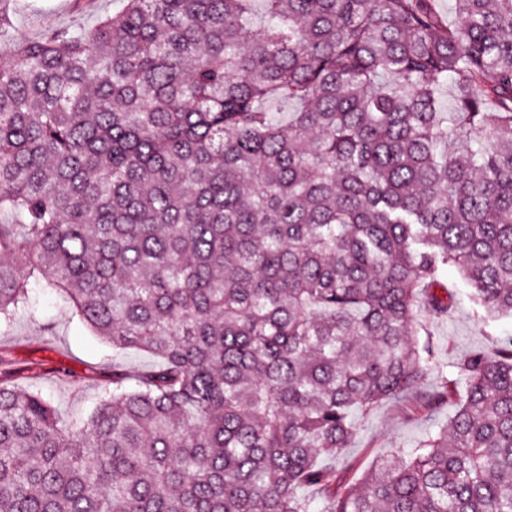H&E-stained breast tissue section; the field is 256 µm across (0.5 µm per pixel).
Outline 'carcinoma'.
Instances as JSON below:
<instances>
[{
  "instance_id": "carcinoma-1",
  "label": "carcinoma",
  "mask_w": 512,
  "mask_h": 512,
  "mask_svg": "<svg viewBox=\"0 0 512 512\" xmlns=\"http://www.w3.org/2000/svg\"><path fill=\"white\" fill-rule=\"evenodd\" d=\"M117 2L0 62V330L36 274L159 364L79 424L0 364V512H512V341L427 390L419 319L512 317V0ZM454 410L453 405H448L431 416L412 419L405 415L399 403H383L361 420L355 443L347 449L337 468L350 478H358L380 455L396 448H413L429 432L446 427Z\"/></svg>"
}]
</instances>
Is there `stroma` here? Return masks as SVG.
<instances>
[{
	"label": "stroma",
	"mask_w": 512,
	"mask_h": 512,
	"mask_svg": "<svg viewBox=\"0 0 512 512\" xmlns=\"http://www.w3.org/2000/svg\"><path fill=\"white\" fill-rule=\"evenodd\" d=\"M111 9L112 0H92L87 7L75 0H14L13 34L20 40L39 37L50 27H90ZM440 279L452 289L455 302L447 316L430 321L428 333L441 349V368L450 374L472 352L492 355L512 341V319L500 318L489 327L479 325L459 270L447 268ZM33 293L39 309L36 315L18 316L11 331L0 335V359L17 369L35 370L36 378L20 379L18 387L39 388L64 421L84 420L92 414L103 389L112 384L113 367L147 370L154 365V358L137 350L113 355L111 344L66 312L55 293L38 287ZM453 413V406L448 405L430 416L412 419L399 403H383L361 420L355 443L338 468L345 475L360 477L377 457L414 447L426 434L446 427Z\"/></svg>",
	"instance_id": "35a3bbf8"
}]
</instances>
